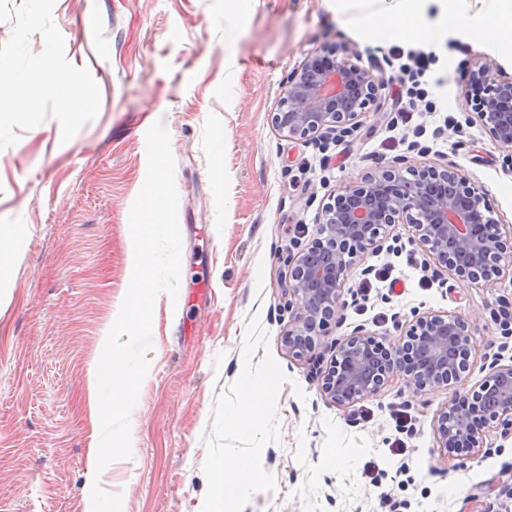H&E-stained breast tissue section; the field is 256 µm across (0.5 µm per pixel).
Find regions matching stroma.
I'll use <instances>...</instances> for the list:
<instances>
[{
	"mask_svg": "<svg viewBox=\"0 0 512 512\" xmlns=\"http://www.w3.org/2000/svg\"><path fill=\"white\" fill-rule=\"evenodd\" d=\"M329 46L349 47L385 85L358 131L323 150L279 135L270 114L289 74ZM401 51L428 55L424 77L400 75ZM477 61L512 76V50L453 29L438 49L355 37L329 0H254L241 15L224 0H0V62L27 76L34 101L0 100V225L24 236L0 274V512H90L93 479L121 494V512H209L207 467L224 455L259 476L232 512H512L501 492L512 437L494 429L479 459L444 457L434 421L447 391L396 376L344 411L281 347L289 248L317 237L323 205L378 161L453 164L512 224L506 151L469 118ZM47 64L95 90V105L66 111L41 84ZM159 119L176 161L178 296L155 302L132 456L100 470L87 385L129 287V214ZM388 138L393 150L378 154ZM415 139L426 156L409 152ZM423 262L411 245L369 257L372 289L322 342L362 324L394 343L395 316L448 311L469 325L475 385L502 341L492 312L512 281L474 284ZM248 381L268 409L251 430L229 429Z\"/></svg>",
	"mask_w": 512,
	"mask_h": 512,
	"instance_id": "35a3bbf8",
	"label": "stroma"
}]
</instances>
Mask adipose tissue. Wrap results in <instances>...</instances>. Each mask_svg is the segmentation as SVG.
Here are the masks:
<instances>
[{"mask_svg": "<svg viewBox=\"0 0 512 512\" xmlns=\"http://www.w3.org/2000/svg\"><path fill=\"white\" fill-rule=\"evenodd\" d=\"M337 11H350V24L367 37L387 42L440 45L449 27L492 47L512 45V0H336ZM211 512H224L256 480L241 458L212 461Z\"/></svg>", "mask_w": 512, "mask_h": 512, "instance_id": "1", "label": "adipose tissue"}]
</instances>
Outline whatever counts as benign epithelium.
Wrapping results in <instances>:
<instances>
[{
  "instance_id": "7a95c632",
  "label": "benign epithelium",
  "mask_w": 512,
  "mask_h": 512,
  "mask_svg": "<svg viewBox=\"0 0 512 512\" xmlns=\"http://www.w3.org/2000/svg\"><path fill=\"white\" fill-rule=\"evenodd\" d=\"M347 47L316 50L288 76L271 124L282 136L325 149L351 137L376 103L384 79L353 62ZM475 119L498 146L512 151V77L487 64L474 66L465 84ZM319 236L288 251V329L281 345L301 360L330 335L339 312L359 304L345 290L352 270L373 273L366 257L403 249L397 228H408V243L427 256L424 268H443L472 283H493L512 272V225L503 229L485 204L483 191L452 164L405 165L398 158L360 180L340 187L321 212ZM402 341L386 344L362 324L330 345V361L316 368L320 395L342 409L376 395L388 380L402 376L419 391L448 389L435 419V440L449 456L473 459L487 430L512 437V356L504 342L489 357L487 374L471 388L460 386L469 370L471 336L467 323L448 311H413L395 317ZM509 363H504V360Z\"/></svg>"
}]
</instances>
